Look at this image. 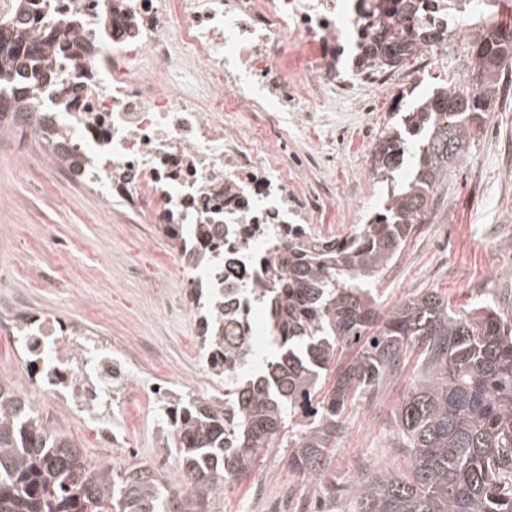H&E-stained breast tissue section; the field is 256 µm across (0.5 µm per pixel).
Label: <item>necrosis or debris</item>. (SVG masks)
I'll return each mask as SVG.
<instances>
[{"label":"necrosis or debris","instance_id":"necrosis-or-debris-1","mask_svg":"<svg viewBox=\"0 0 512 512\" xmlns=\"http://www.w3.org/2000/svg\"><path fill=\"white\" fill-rule=\"evenodd\" d=\"M384 0H53L51 19L67 32L56 48L58 78L28 86L54 126L76 144L104 198L120 197L154 224L193 225L196 252L223 248L232 277L259 284L273 261L270 235L294 242L312 232L327 181L296 180L288 130L347 129L357 101L393 73L362 60ZM423 22L443 39L418 47L422 68L464 49L468 19L490 25L486 0H421ZM312 49L302 68L296 48ZM188 82H181V75ZM232 112L237 122L225 121ZM220 227L212 240L203 227ZM46 319L23 337L51 400L74 407L111 444L103 413L116 389L133 390L129 369L108 347Z\"/></svg>","mask_w":512,"mask_h":512}]
</instances>
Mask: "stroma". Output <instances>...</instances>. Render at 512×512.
Returning a JSON list of instances; mask_svg holds the SVG:
<instances>
[{
    "label": "stroma",
    "mask_w": 512,
    "mask_h": 512,
    "mask_svg": "<svg viewBox=\"0 0 512 512\" xmlns=\"http://www.w3.org/2000/svg\"><path fill=\"white\" fill-rule=\"evenodd\" d=\"M465 52L430 71L419 72L413 58L395 67L385 95L369 103L370 124L353 122L344 141L327 126L296 129L300 150L316 145L335 152L326 177L336 187L323 203L317 223L323 234L364 223L348 212V192L356 174L371 165L376 129L403 108L417 105L443 79L464 72ZM485 124L475 131L468 157L448 173L401 253L380 277L384 308L415 295L439 291L460 308L495 303L512 318V71L504 73L500 97ZM42 157L41 168L23 164L21 152ZM51 157L37 143L14 132L0 137V316L22 321L50 317L108 340L113 354H130L138 389L113 404L118 441L103 447L91 425L66 405L47 402L37 379L26 372L21 347L0 334V376L41 403L50 427L65 435L92 462L118 468L145 465L166 485L180 489L185 473L175 457L156 451L158 410L149 409V389L174 388L177 396L223 401L224 384L202 374L199 322L186 276L170 239L153 224H134L124 202L103 198L80 181L65 179L60 189L39 191ZM109 221L96 223L99 212ZM409 374L395 379L377 398L357 401L346 413L345 433L330 465L343 496H350L364 466L400 470L405 460L395 448L392 411L405 393ZM286 449H272L252 474L228 483L219 512H284L288 501L322 496L323 480L300 483L288 471Z\"/></svg>",
    "instance_id": "obj_1"
}]
</instances>
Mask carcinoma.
<instances>
[{"label": "carcinoma", "instance_id": "1", "mask_svg": "<svg viewBox=\"0 0 512 512\" xmlns=\"http://www.w3.org/2000/svg\"><path fill=\"white\" fill-rule=\"evenodd\" d=\"M391 2L393 22L379 26L365 58L393 68L442 32L418 23L417 0ZM505 31L496 23L470 42L469 84L450 80L396 113L373 168L393 182L409 155L412 172L386 191L370 224L342 239L272 242L273 269L255 298L275 351L259 369L246 372L254 348L244 335L250 314L237 306L244 289L227 282L196 304L204 359L224 379V402L181 397L162 405L185 490L167 489L149 467L95 466L1 377L0 512H216L226 484L247 478L262 456L282 447L288 471L305 483L328 472L347 408L380 395L414 352L416 373L394 413L407 468L363 473L341 512H512V322L487 302L456 309L437 292L385 312L371 287L488 119L490 111H471L470 100L479 94L491 103L498 95L512 66ZM49 33L32 35L21 4L0 18V128L35 111L21 82L55 77L51 42L64 34ZM36 140L56 158L65 138L45 127Z\"/></svg>", "mask_w": 512, "mask_h": 512}]
</instances>
